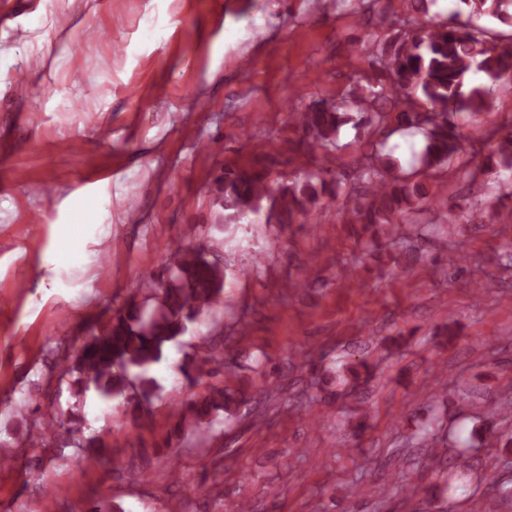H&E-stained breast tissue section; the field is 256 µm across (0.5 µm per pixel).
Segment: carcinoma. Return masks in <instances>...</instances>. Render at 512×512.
<instances>
[{"label":"carcinoma","mask_w":512,"mask_h":512,"mask_svg":"<svg viewBox=\"0 0 512 512\" xmlns=\"http://www.w3.org/2000/svg\"><path fill=\"white\" fill-rule=\"evenodd\" d=\"M470 5L469 16L490 15L500 18L512 8V0H461ZM403 38L390 48L371 47L375 83L354 85L336 103H321L295 115L302 132L301 142L325 149L334 142L340 128L355 111L364 113L378 103L397 110L398 128L420 133L424 148L419 165L425 169L448 162L466 150L482 160L469 173L471 180L486 172H512V130H493L480 141V148L465 147L457 115L463 111L477 114L486 110L502 88L512 84V39L506 42L492 35L484 26L456 17L431 28L408 14L401 19ZM481 72L490 84H470L468 76ZM395 167L384 147H374L365 157L359 180L367 185L366 194L356 199L353 223L372 233L389 230L397 224L423 226L409 220L431 209L444 214L453 224L457 204L442 198L438 190L411 175L390 177ZM327 168L317 174L304 173L285 187L272 189L266 176L244 168H227L217 188L216 203L224 210L227 224L238 223L250 214L270 212L278 224H292L296 217L312 219V209L319 197L333 195L339 188L337 178ZM470 219L478 224L495 222L496 206L471 199ZM204 244L178 241L169 249L167 266L172 270L165 286L153 278L141 283L142 300L130 298L106 322L86 339L72 360L62 368L61 376L71 377L70 386L80 395L94 390L110 400L120 398L138 414L140 401L150 402L159 386L150 375L162 362L168 345L183 335L188 325L214 318L221 305L224 269L206 257ZM199 363L183 364L180 370L194 383L210 377L217 362L210 343L198 346ZM247 385L233 370L224 372V385H213L206 392L187 399L171 413L175 420L174 436L209 431L219 417L227 420L240 416L246 403Z\"/></svg>","instance_id":"obj_1"}]
</instances>
